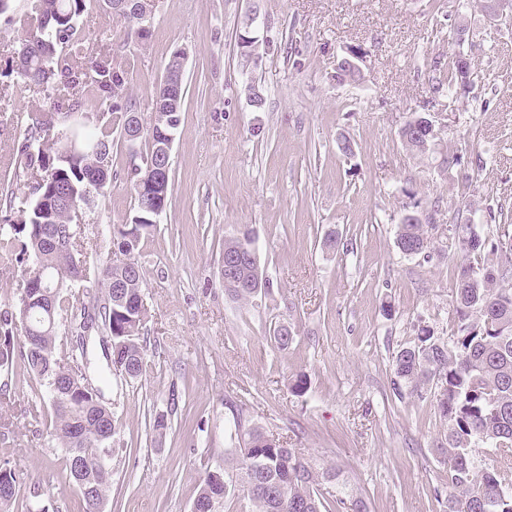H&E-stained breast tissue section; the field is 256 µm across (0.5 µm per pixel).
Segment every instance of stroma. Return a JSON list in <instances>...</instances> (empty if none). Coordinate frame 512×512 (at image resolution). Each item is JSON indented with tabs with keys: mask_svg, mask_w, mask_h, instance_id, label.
Masks as SVG:
<instances>
[{
	"mask_svg": "<svg viewBox=\"0 0 512 512\" xmlns=\"http://www.w3.org/2000/svg\"><path fill=\"white\" fill-rule=\"evenodd\" d=\"M36 16L34 0L0 15V193L19 200L30 187L8 161L49 100L4 71ZM78 25L92 50L109 47L126 69L127 104L144 115L170 55L187 51L171 200L138 256L147 367L108 394L120 419L105 512H191L201 464L223 462L237 408L339 470L338 497L363 499L369 512H448L439 451L448 425L429 395L394 389L392 360L421 328L451 332L453 224L512 239V15L490 19L476 0H158L143 40H126L123 19L96 5ZM462 27L459 47L452 35ZM244 33L257 40V64L240 53ZM350 46L366 55L364 78L339 85L332 75ZM459 48L474 83L431 104L434 66ZM252 83L265 95L259 110L248 102ZM428 106L440 143L421 155L399 132ZM344 138L352 153L340 150ZM450 150L460 164L446 166ZM132 154L114 136L118 175L88 209L90 230L133 217L123 176ZM414 209L432 220L423 251L409 256L396 226ZM246 228L268 290L244 303L225 295L222 270L225 239ZM286 324L295 339L282 351L273 336ZM300 374L308 389L299 396L290 384ZM1 387L0 459L21 483L10 512L28 502L84 512L47 427L52 408L22 363L0 372ZM159 414L169 420L161 436Z\"/></svg>",
	"mask_w": 512,
	"mask_h": 512,
	"instance_id": "obj_1",
	"label": "stroma"
}]
</instances>
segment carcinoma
Listing matches in <instances>:
<instances>
[{
  "mask_svg": "<svg viewBox=\"0 0 512 512\" xmlns=\"http://www.w3.org/2000/svg\"><path fill=\"white\" fill-rule=\"evenodd\" d=\"M91 0H39L37 21L50 19L49 44L34 52L49 53L51 74L44 79L35 71L28 81L54 91L51 109L31 116L27 136L12 158L17 177L38 175L31 196L22 201L19 224L4 220L0 242L8 253L30 263L28 279L42 278L53 296V315L26 306L18 297L15 311L0 317V370L13 368L21 358L27 374L43 388L53 409L51 437L65 453V470L75 482L86 512H102L112 486V466H103L96 455L80 477H75L71 460L84 448H104L110 439H99L91 430L96 420L115 419L105 401L101 385L112 384V376L125 381L139 378L145 367V350L140 331L147 318L138 255L142 239L153 225L135 195L136 213L131 222L110 232L112 247H128L136 265L132 272L121 268L90 265L87 255L97 250L98 236L86 234L85 225L75 223V208L89 204L93 195L112 183V134L127 135L129 113L113 104L126 89V72L112 65L109 54L86 65L83 37L77 19ZM470 75L460 66L459 56L448 59L445 69L432 83L433 98L465 88ZM93 86L107 111L87 118L74 132L83 148L80 153L64 151L58 139L46 137L57 127L59 116L75 111L81 101L73 90ZM164 127L146 124L138 138L148 155L166 141ZM396 244L405 255L424 248L422 220L400 224ZM462 252L457 288L453 295L457 321L448 340L419 331L414 343L393 358L394 389L406 385L420 394L434 384L437 410L448 423L446 445L441 453L448 459V512H512V494L498 495L500 486H512V288H501L512 267L499 269L473 258L495 254L499 246L487 237L457 241ZM243 253L250 258L253 288H224L237 301H248L263 292V272L253 246L252 234L243 232L224 240V253ZM110 278L122 292L120 301L108 297L102 306L106 336L99 339L105 355L118 356L108 363V372L97 379L87 375L91 366L89 345L81 341L89 325L95 324L93 289ZM233 448L224 449V467L207 469L194 503L207 505L224 501L225 512H236L239 493L255 507L253 512H367L361 498L347 502L333 494L339 471L318 470L304 454L284 448L257 428H245L236 416ZM499 442L496 465L475 467L472 448L477 443ZM10 482L14 492L0 496V512H9L19 493V477L10 460H0V482Z\"/></svg>",
  "mask_w": 512,
  "mask_h": 512,
  "instance_id": "carcinoma-1",
  "label": "carcinoma"
}]
</instances>
